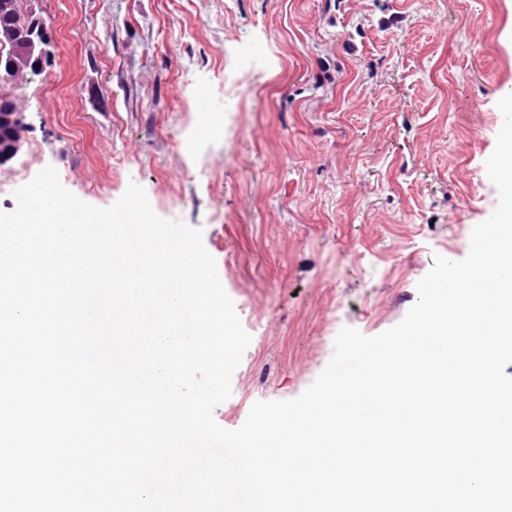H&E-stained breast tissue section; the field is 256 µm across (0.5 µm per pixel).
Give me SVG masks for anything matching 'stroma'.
Returning <instances> with one entry per match:
<instances>
[{"mask_svg":"<svg viewBox=\"0 0 512 512\" xmlns=\"http://www.w3.org/2000/svg\"><path fill=\"white\" fill-rule=\"evenodd\" d=\"M49 55L0 212L46 166L108 207L129 183L201 229L252 340L214 413L299 396L342 327L398 324L434 255L498 203L485 161L512 93V0H39ZM232 110L195 140V88Z\"/></svg>","mask_w":512,"mask_h":512,"instance_id":"35a3bbf8","label":"stroma"}]
</instances>
